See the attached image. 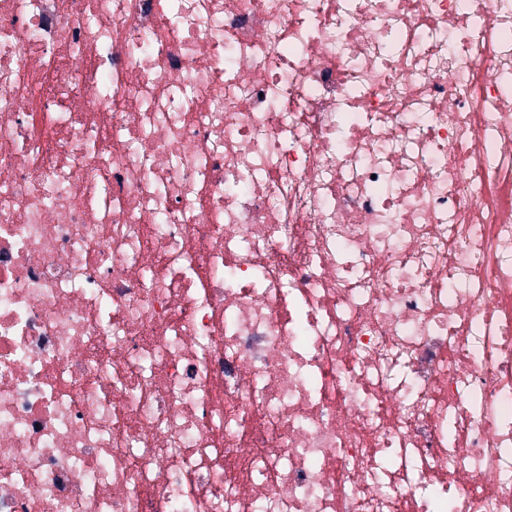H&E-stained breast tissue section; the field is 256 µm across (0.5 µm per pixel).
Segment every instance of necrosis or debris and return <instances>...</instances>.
Here are the masks:
<instances>
[{
	"instance_id": "obj_1",
	"label": "necrosis or debris",
	"mask_w": 512,
	"mask_h": 512,
	"mask_svg": "<svg viewBox=\"0 0 512 512\" xmlns=\"http://www.w3.org/2000/svg\"><path fill=\"white\" fill-rule=\"evenodd\" d=\"M0 512H512V0H0Z\"/></svg>"
}]
</instances>
